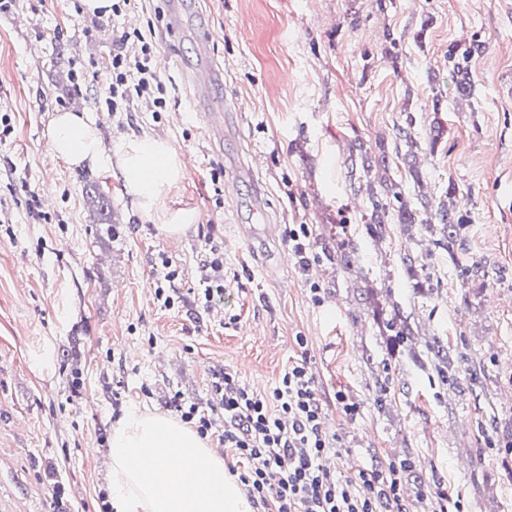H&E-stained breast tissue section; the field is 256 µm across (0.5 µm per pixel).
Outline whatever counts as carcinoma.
<instances>
[{"mask_svg": "<svg viewBox=\"0 0 512 512\" xmlns=\"http://www.w3.org/2000/svg\"><path fill=\"white\" fill-rule=\"evenodd\" d=\"M395 138L405 142L409 148L416 145L412 116H407L405 123L395 127ZM386 171L388 153L384 145H379L377 153L367 148L362 141L352 145L350 162L347 165L349 185L355 184L356 175L361 174L367 178L375 172L381 187L379 193L370 192L369 211L364 214L366 234L374 240L384 238L389 220L393 219L406 227L421 224L431 231H436L439 238L434 240V244L449 253L463 248L464 223L454 185H448L444 196L435 201L428 199L424 194L421 195L420 208H412L404 201L399 183L390 179ZM324 250L328 257L336 260L337 268L347 269L351 266V255L354 252L351 241L338 234L332 235L324 244ZM402 264L408 280L413 284L414 292L422 296L432 295L434 288L431 284V274L426 271L425 265L410 255L403 257ZM365 294L367 298L373 300L372 315L378 332L391 347L407 352L419 366L432 370L441 380L447 382L454 379L455 360L447 344L436 338L433 342L425 344V350H416L418 332L410 318L399 308L388 309L385 304L374 299L373 289H365Z\"/></svg>", "mask_w": 512, "mask_h": 512, "instance_id": "carcinoma-1", "label": "carcinoma"}]
</instances>
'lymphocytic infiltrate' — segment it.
I'll return each mask as SVG.
<instances>
[{"mask_svg":"<svg viewBox=\"0 0 512 512\" xmlns=\"http://www.w3.org/2000/svg\"><path fill=\"white\" fill-rule=\"evenodd\" d=\"M155 36L152 29L122 32L112 39L111 71L81 74L82 82L99 89L108 111L137 101L150 111H167ZM215 390L223 418L194 403L177 400L173 407L200 436L219 432L225 448L243 464L239 479L259 512H403L396 464L353 476L323 466V455L342 442L323 427V401L306 362L289 364L263 394L230 372Z\"/></svg>","mask_w":512,"mask_h":512,"instance_id":"lymphocytic-infiltrate-1","label":"lymphocytic infiltrate"}]
</instances>
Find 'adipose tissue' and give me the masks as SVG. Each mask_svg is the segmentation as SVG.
I'll return each instance as SVG.
<instances>
[{"label":"adipose tissue","mask_w":512,"mask_h":512,"mask_svg":"<svg viewBox=\"0 0 512 512\" xmlns=\"http://www.w3.org/2000/svg\"><path fill=\"white\" fill-rule=\"evenodd\" d=\"M54 157L96 171L116 168L142 216L180 237L196 224L190 209H166L163 196L179 183L183 163L173 144L133 135L102 145L89 115L56 113L49 129ZM108 497L115 512H254L223 457L184 423L160 413L129 409L112 429Z\"/></svg>","instance_id":"1"}]
</instances>
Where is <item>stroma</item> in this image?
I'll return each mask as SVG.
<instances>
[{"label": "stroma", "mask_w": 512, "mask_h": 512, "mask_svg": "<svg viewBox=\"0 0 512 512\" xmlns=\"http://www.w3.org/2000/svg\"><path fill=\"white\" fill-rule=\"evenodd\" d=\"M209 33L216 91L231 110L214 141L190 106L197 46L170 27L168 0H133L105 28L163 32L166 112L108 111L74 70H104L112 38L92 33L79 0H16L0 13V512H101L112 428L130 408L174 416L173 397L210 409L224 372L263 392L288 364L306 360L343 440L337 470L353 473L412 459L406 512H432L445 491L458 512H512V0H195ZM470 50L472 91L458 93L449 51ZM443 100L434 112V96ZM87 112L103 142L130 134L169 140L195 155L170 209L198 221L178 238L133 207L121 179L55 158L49 122ZM415 121L420 181L398 158L390 178L405 200L455 186L464 249L426 255L420 226L364 233L368 191H351L354 141L392 147ZM441 119L448 134L429 150ZM96 183L112 202L86 193ZM264 208L268 223L256 220ZM311 230L302 266L288 227ZM354 246L351 269L324 251L330 227ZM224 257V296L203 306L197 287L211 251ZM425 256L440 281L430 298L402 277L405 255ZM179 271L173 308L154 298L162 258ZM481 266L482 293L460 270ZM318 285L320 297L310 287ZM411 316L419 342L447 340L460 383L442 385L378 334L364 288ZM390 401L377 409L376 391ZM360 406L349 419L337 392ZM484 479L472 483L475 460Z\"/></svg>", "instance_id": "stroma-1"}]
</instances>
